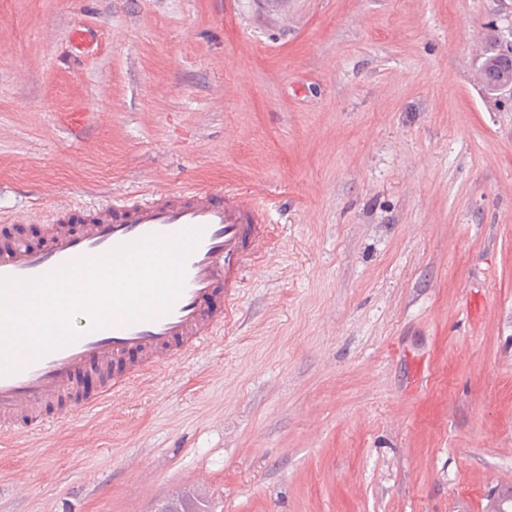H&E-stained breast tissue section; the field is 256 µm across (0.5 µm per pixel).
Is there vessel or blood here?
<instances>
[{"label":"vessel or blood","instance_id":"vessel-or-blood-1","mask_svg":"<svg viewBox=\"0 0 512 512\" xmlns=\"http://www.w3.org/2000/svg\"><path fill=\"white\" fill-rule=\"evenodd\" d=\"M60 207L33 246L0 232V277L40 278L64 264L102 263L117 246L192 229L202 236L181 273L182 290L168 312L135 323H95L83 313L71 325L70 344L39 356L24 354L23 367L0 375V446L41 434L99 406L108 395L126 396L152 371L168 369L206 340L223 334L234 313L246 268L273 247V227L255 197L233 188L157 192L88 210L83 224Z\"/></svg>","mask_w":512,"mask_h":512}]
</instances>
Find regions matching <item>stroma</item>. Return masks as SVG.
I'll use <instances>...</instances> for the list:
<instances>
[{
    "label": "stroma",
    "mask_w": 512,
    "mask_h": 512,
    "mask_svg": "<svg viewBox=\"0 0 512 512\" xmlns=\"http://www.w3.org/2000/svg\"><path fill=\"white\" fill-rule=\"evenodd\" d=\"M494 38L512 0H0V225L38 244L65 204L223 186L274 227L222 337L0 448V512H486L512 473ZM480 72L483 84L489 92L498 91L503 83L512 80L511 46L510 49H503L502 45L496 42L489 45L483 52ZM184 492L169 498L156 508V512H211L209 501L204 497L186 498Z\"/></svg>",
    "instance_id": "35a3bbf8"
}]
</instances>
